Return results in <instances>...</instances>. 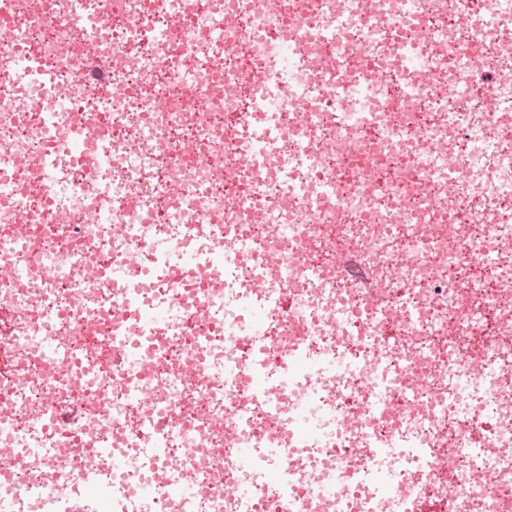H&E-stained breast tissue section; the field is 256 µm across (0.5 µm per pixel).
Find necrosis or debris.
I'll list each match as a JSON object with an SVG mask.
<instances>
[{
	"mask_svg": "<svg viewBox=\"0 0 512 512\" xmlns=\"http://www.w3.org/2000/svg\"><path fill=\"white\" fill-rule=\"evenodd\" d=\"M2 26L0 512H512V0H0Z\"/></svg>",
	"mask_w": 512,
	"mask_h": 512,
	"instance_id": "1",
	"label": "necrosis or debris"
}]
</instances>
